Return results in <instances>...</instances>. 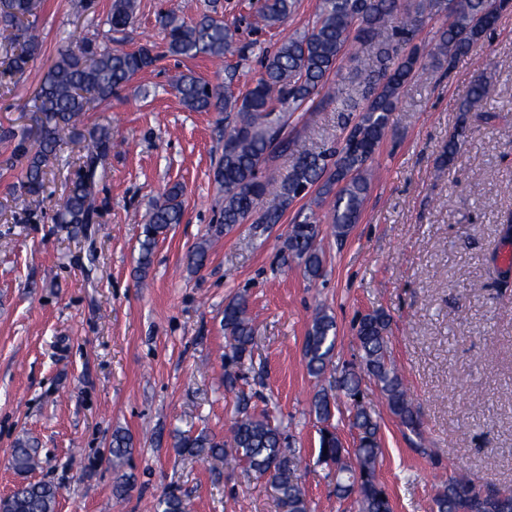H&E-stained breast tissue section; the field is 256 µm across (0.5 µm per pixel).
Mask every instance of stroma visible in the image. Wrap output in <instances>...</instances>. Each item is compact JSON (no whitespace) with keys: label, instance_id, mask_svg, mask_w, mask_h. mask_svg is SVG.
I'll use <instances>...</instances> for the list:
<instances>
[{"label":"stroma","instance_id":"stroma-1","mask_svg":"<svg viewBox=\"0 0 512 512\" xmlns=\"http://www.w3.org/2000/svg\"><path fill=\"white\" fill-rule=\"evenodd\" d=\"M112 2L41 0V55L23 75L0 74L6 128L20 125L19 104L66 36L127 50L147 45L160 55L87 115L86 128H110L112 145L95 186L99 211L80 234L51 220L77 145L62 148L35 201L17 191L22 163L0 141V494L21 482L10 451L27 436L41 461L31 478L56 486V512H157L172 490L187 512H282L271 483L242 464L182 456L172 446L178 429L228 435L242 396L250 412H269L284 429L310 512H357L317 461L315 380L303 349L321 310L336 322L338 366L358 357L361 316L381 311L389 319L388 350L421 419L420 434H411L364 381L393 512H431L442 481L459 469L477 485L512 489V278L500 276L512 251L502 232L512 222V7L469 54L451 63L421 58L369 163L359 219L339 239L330 202L313 190L280 223L224 228L214 170L227 115L189 110L175 89L194 74L241 95L264 51L314 25L319 0H296L277 27L260 22L261 0H136L133 24L118 33L106 22ZM210 11L234 33L236 50L222 65L166 54L162 15L189 24ZM478 78L488 92L463 111ZM357 119L314 98L288 121L294 154L336 145ZM462 124L454 161L440 166ZM175 182L185 187L183 220L160 236L139 278L138 241ZM313 211L323 269L310 280L285 242ZM203 240L208 258L189 269L186 255ZM240 294L249 298L254 340L228 386L224 307ZM118 429L131 435L133 450L116 466L108 456ZM124 475L131 483L119 497L113 489Z\"/></svg>","mask_w":512,"mask_h":512}]
</instances>
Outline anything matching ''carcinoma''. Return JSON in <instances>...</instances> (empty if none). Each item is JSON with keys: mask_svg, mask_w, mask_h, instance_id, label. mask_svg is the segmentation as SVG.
<instances>
[{"mask_svg": "<svg viewBox=\"0 0 512 512\" xmlns=\"http://www.w3.org/2000/svg\"><path fill=\"white\" fill-rule=\"evenodd\" d=\"M512 0H463L453 10L454 21L436 30L434 44L426 49L414 42L425 23L448 12V0H321L316 24L303 35L290 38L263 54L261 73L238 97H223L221 91L201 77L186 75L177 84L182 103L196 112L224 108L230 122L224 132V153L214 171V180L224 192L223 224L232 226L254 220L256 224H278L284 212L310 188L321 196L334 195L331 223L335 235L346 236L356 223L369 189L368 162L381 142L401 90L420 58L444 57L450 61L468 54L492 28L499 10ZM293 0H266L261 18L269 26L281 25L291 14ZM35 0H0V24L15 31L5 47L3 73H23L42 51L38 36ZM134 0H113L107 23L114 31L126 29L133 20ZM166 53L171 56L200 55L221 60L232 52L234 34L224 20L202 14L186 24L166 16ZM354 41L371 61L360 71L357 92L360 100L347 98L349 110L360 111L343 142L317 154L300 155L288 175L276 174V162L292 152V140L284 136L287 116L299 110L319 92L335 100L339 92L326 87L329 74L345 46ZM159 54L148 46L128 51L102 47L85 40L65 46L46 71L39 92L19 105L32 124L3 128L0 139L14 144L13 156L25 162L19 182L20 195L37 198L46 189L49 167L62 146L90 138L75 160V177L53 220L57 224H91L96 212L94 187L101 159L108 153L112 133L99 127L84 135L82 117L95 105L107 101L138 73L153 66ZM183 185L165 190L145 225L139 243L138 271L145 277L159 236L183 217ZM273 204L263 210L264 197ZM320 233L318 218L306 217L292 226L286 241L288 255L300 260L305 274L319 276L322 258L315 247ZM387 316L379 311L363 316L357 329L359 366H333L336 347L335 321L320 311L313 317L304 343L309 374L322 378L336 373L334 384L318 389L311 400L310 414L320 428L318 462L334 472L338 497L355 496L358 512H392L385 487L377 472L380 455L379 424L363 401V377L372 379L391 414L416 436H422L420 420L406 385L388 354L384 332ZM224 330L229 333L233 356L241 361L251 355L254 328L248 316V300L240 295L224 308ZM346 398L351 424L357 430L356 447L348 449L333 430L331 418L337 400ZM172 447L181 455H224L242 462L258 477L270 475L285 512H309L308 501L298 482L297 458L286 446L280 426L268 414H251L247 405L237 409L228 439L201 431L177 433ZM132 451L129 433L112 435L109 461L122 463ZM10 464L27 475L39 464L38 442L22 438L15 442ZM57 488L47 482H24L0 504L3 512H55ZM158 512H187L184 500L166 494ZM432 512H512V491L483 488L465 474L446 481L433 498Z\"/></svg>", "mask_w": 512, "mask_h": 512, "instance_id": "obj_1", "label": "carcinoma"}]
</instances>
